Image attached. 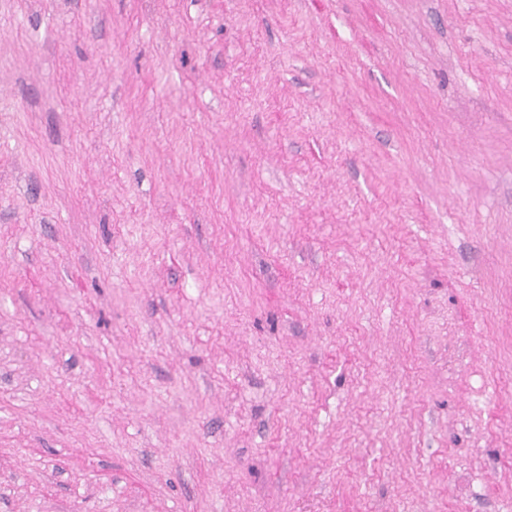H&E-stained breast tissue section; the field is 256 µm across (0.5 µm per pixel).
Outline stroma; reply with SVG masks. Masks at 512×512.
<instances>
[{
	"label": "stroma",
	"instance_id": "stroma-1",
	"mask_svg": "<svg viewBox=\"0 0 512 512\" xmlns=\"http://www.w3.org/2000/svg\"><path fill=\"white\" fill-rule=\"evenodd\" d=\"M0 512H512V0H0Z\"/></svg>",
	"mask_w": 512,
	"mask_h": 512
}]
</instances>
